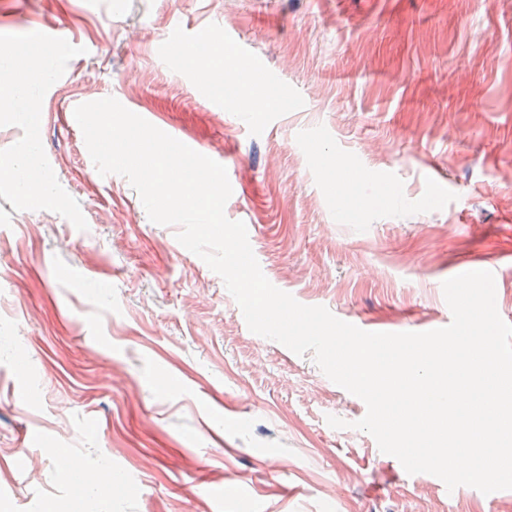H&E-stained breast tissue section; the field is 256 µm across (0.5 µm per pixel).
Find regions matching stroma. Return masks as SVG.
Returning a JSON list of instances; mask_svg holds the SVG:
<instances>
[{"label":"stroma","instance_id":"1","mask_svg":"<svg viewBox=\"0 0 512 512\" xmlns=\"http://www.w3.org/2000/svg\"><path fill=\"white\" fill-rule=\"evenodd\" d=\"M176 31L234 37L300 106L214 108L159 54ZM1 46L46 74L0 112V162L36 144L51 191L0 181V512H512L381 455L365 403L252 333L65 121L112 96L224 165L226 217L301 304L421 332L452 319L444 280L489 267L512 324V0H0ZM62 454L117 485L81 501Z\"/></svg>","mask_w":512,"mask_h":512}]
</instances>
